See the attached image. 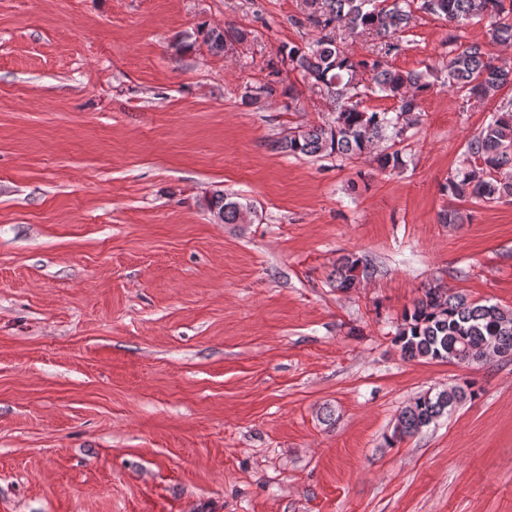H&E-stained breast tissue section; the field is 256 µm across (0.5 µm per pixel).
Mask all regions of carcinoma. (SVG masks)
<instances>
[{
    "label": "carcinoma",
    "instance_id": "cac0c4a2",
    "mask_svg": "<svg viewBox=\"0 0 512 512\" xmlns=\"http://www.w3.org/2000/svg\"><path fill=\"white\" fill-rule=\"evenodd\" d=\"M312 11L306 21L320 30L312 43L281 50V65L297 71L322 86L333 104L335 117L329 124L297 127L276 142V148L293 156L334 157L340 161L370 153L378 138L401 143L406 130L418 124L421 96L433 83L426 74L401 71L390 66L389 58L401 50L400 33L414 11L437 15L448 21V60L441 70L442 84L459 93L463 105L471 101L496 100L512 83V72L498 65L488 43L512 45V0H307ZM474 17L488 22L489 41L460 42L457 31ZM371 35L378 40L372 55L354 60L337 42V29ZM204 42L216 53H226L247 33L229 26L201 30ZM281 70L249 88L246 97L272 96L281 83ZM366 74L374 88L396 100L391 110H376L364 104L358 76ZM467 165L448 177L446 190L459 198L496 202L512 196V98L496 100L490 121L469 138ZM379 168L398 169L403 165L400 150L377 156ZM210 212L224 224L242 221L244 204L223 191L208 200ZM369 269L354 255L339 259L336 287L349 290ZM394 344L407 359L425 358L448 363L512 357V311L496 304L472 301L440 286H429L403 315ZM468 382L454 385L434 395L425 394L401 412L394 435H413L448 412L469 395Z\"/></svg>",
    "mask_w": 512,
    "mask_h": 512
}]
</instances>
